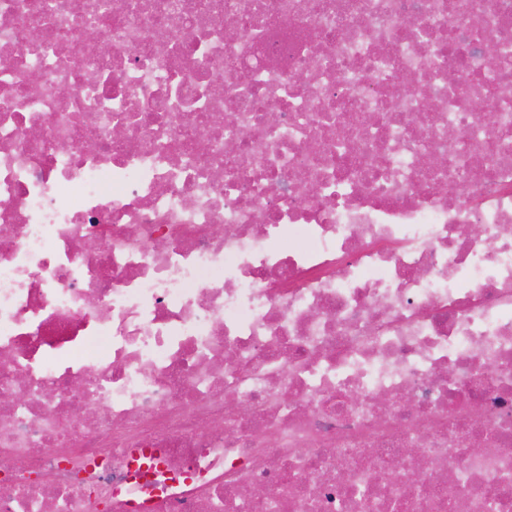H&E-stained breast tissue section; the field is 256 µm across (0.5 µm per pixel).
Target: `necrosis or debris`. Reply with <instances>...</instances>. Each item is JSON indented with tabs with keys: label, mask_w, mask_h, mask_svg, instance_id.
Returning <instances> with one entry per match:
<instances>
[{
	"label": "necrosis or debris",
	"mask_w": 512,
	"mask_h": 512,
	"mask_svg": "<svg viewBox=\"0 0 512 512\" xmlns=\"http://www.w3.org/2000/svg\"><path fill=\"white\" fill-rule=\"evenodd\" d=\"M491 498L512 0H0V512Z\"/></svg>",
	"instance_id": "necrosis-or-debris-1"
}]
</instances>
